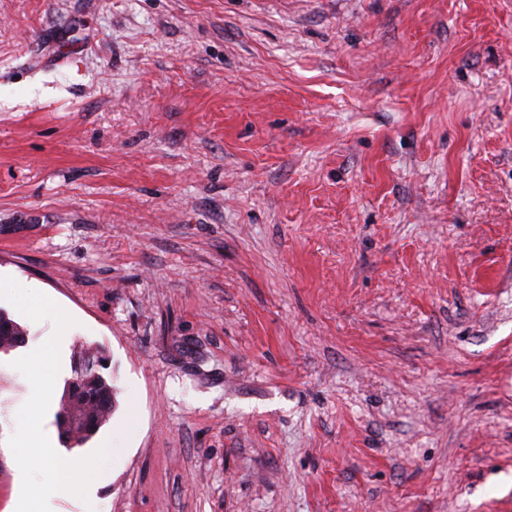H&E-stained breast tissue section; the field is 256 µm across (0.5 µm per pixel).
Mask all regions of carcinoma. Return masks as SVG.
Here are the masks:
<instances>
[{
	"label": "carcinoma",
	"instance_id": "cac0c4a2",
	"mask_svg": "<svg viewBox=\"0 0 512 512\" xmlns=\"http://www.w3.org/2000/svg\"><path fill=\"white\" fill-rule=\"evenodd\" d=\"M27 342V331L0 311V352L8 353ZM101 351H79L72 362V380L66 383L55 424L67 448L86 444L107 422L114 407L112 379L101 369L88 367Z\"/></svg>",
	"mask_w": 512,
	"mask_h": 512
}]
</instances>
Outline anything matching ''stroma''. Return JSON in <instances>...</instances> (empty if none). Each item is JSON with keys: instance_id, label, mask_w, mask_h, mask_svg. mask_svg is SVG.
Returning <instances> with one entry per match:
<instances>
[{"instance_id": "35a3bbf8", "label": "stroma", "mask_w": 512, "mask_h": 512, "mask_svg": "<svg viewBox=\"0 0 512 512\" xmlns=\"http://www.w3.org/2000/svg\"><path fill=\"white\" fill-rule=\"evenodd\" d=\"M5 276L103 512H512V0H0ZM101 352L87 348L73 358L72 377L66 383L55 416L56 427L66 448L86 444L112 414L115 396L112 378L102 373L103 368L87 365L92 360V366Z\"/></svg>"}]
</instances>
